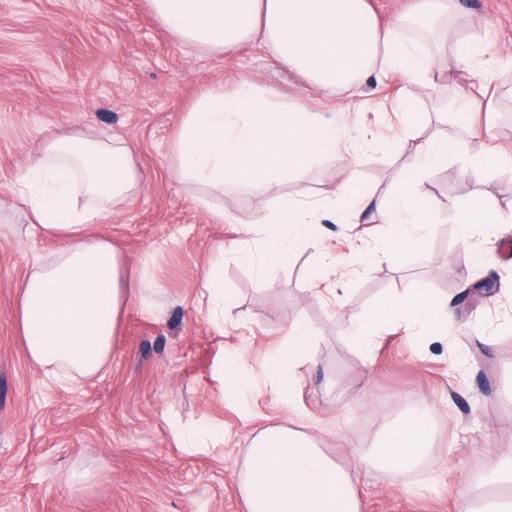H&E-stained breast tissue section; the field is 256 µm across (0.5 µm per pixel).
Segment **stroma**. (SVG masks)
Listing matches in <instances>:
<instances>
[{"instance_id":"35a3bbf8","label":"stroma","mask_w":512,"mask_h":512,"mask_svg":"<svg viewBox=\"0 0 512 512\" xmlns=\"http://www.w3.org/2000/svg\"><path fill=\"white\" fill-rule=\"evenodd\" d=\"M460 6L456 29L485 34L483 60L463 72L439 58L442 79L406 116L401 73L327 96L262 49L229 57L182 45L149 0H0V512H246L240 464L271 424L356 466L361 512H462L475 482L512 458V219L494 236L459 228L467 202L493 194L512 205V164L485 160L512 155V0ZM244 77L336 125L335 153L303 185L283 183L285 194L330 197L349 178L378 198L393 192L411 160L394 142L407 122L420 137L465 142L466 153L421 175L435 207L413 232L419 246L392 245L393 224L380 216L351 222L340 211L321 244L257 273L260 189L230 182L213 192L218 222L171 177L172 141L202 88ZM85 127L129 141L145 176L133 201L90 227L145 291L120 317L105 372L57 382L28 360L16 310L30 266L58 244L29 229L9 188L47 136ZM217 261L230 302L213 321L201 291ZM479 281L490 291L461 301ZM407 289L448 299L456 327L436 336L380 321L370 348L355 344L351 317L372 319L379 299ZM297 322L315 339L290 408L272 394L270 367ZM234 357L243 369L228 386ZM410 416L430 429L425 464L357 467ZM179 426L215 432L188 450ZM76 472L86 480L72 481Z\"/></svg>"}]
</instances>
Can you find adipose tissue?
I'll use <instances>...</instances> for the list:
<instances>
[{
	"mask_svg": "<svg viewBox=\"0 0 512 512\" xmlns=\"http://www.w3.org/2000/svg\"><path fill=\"white\" fill-rule=\"evenodd\" d=\"M151 5L181 43L225 54L262 47L326 94L396 69L411 83L402 105L408 113L412 99L436 80L434 58L401 35L408 17L381 24L367 0H151ZM412 149L411 163L398 174V193L380 202L350 182L340 189L339 205L301 192L281 194L284 181L301 182L335 152L336 128L301 103L282 101L256 79L244 78L230 91L214 86L201 92L174 139L171 175L180 185L202 187L197 203L219 221L224 210L212 205L208 189H223L230 181L260 187L269 208L257 264L266 270L316 245L323 218L335 216L340 206L356 219L380 210L400 221L399 238L409 241L408 225L422 223L432 206L416 190V181L425 168L446 163L465 145L437 137L413 143ZM143 181L123 138L88 130L49 136L31 168L16 180L13 197L29 210L33 227L60 241L50 260L33 265L17 311L27 357L51 379L96 375L110 359L118 320L140 294L142 280L109 238L87 228L107 220ZM376 311L380 319L422 323L443 335L454 324L444 301L409 293L382 299ZM313 339L310 325L289 327L275 366L274 393L280 401L292 403L300 382L296 368L309 358ZM429 436L423 420H405L371 460L389 468H417L428 454ZM240 490L247 512H360L351 471L306 434L278 424L252 439Z\"/></svg>",
	"mask_w": 512,
	"mask_h": 512,
	"instance_id": "1",
	"label": "adipose tissue"
}]
</instances>
